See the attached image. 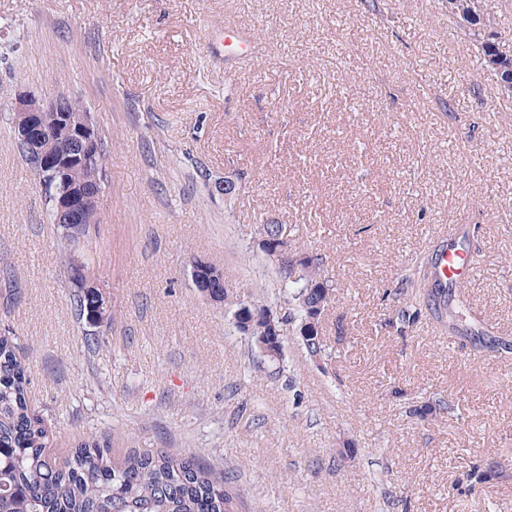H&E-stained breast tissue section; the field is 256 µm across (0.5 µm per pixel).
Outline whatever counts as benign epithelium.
<instances>
[{"instance_id": "7a95c632", "label": "benign epithelium", "mask_w": 512, "mask_h": 512, "mask_svg": "<svg viewBox=\"0 0 512 512\" xmlns=\"http://www.w3.org/2000/svg\"><path fill=\"white\" fill-rule=\"evenodd\" d=\"M70 98L60 95L46 103L32 94L22 92L15 97L12 105L14 129L17 138L28 150L33 166L42 169L52 163L59 176L63 190L55 197L56 220L71 226L76 234L84 231V225L92 224L99 214L102 187L101 179L93 176L84 182L71 180V167L76 161L88 163L95 147L98 146L100 131L96 123L86 113H73L69 106ZM68 136V148L61 151L56 147L59 129ZM257 248L281 271L291 278L304 275V256L296 254L288 247V233L281 231L276 238L255 239ZM208 262L196 259L191 263V277L200 292L210 297L209 289L218 287L224 281L223 273L213 270L210 278L202 276ZM239 330L253 336L254 323L261 319L274 328L277 337L268 341L267 337H257V346L265 355L275 357L282 353V337L275 329L274 316L267 310L255 312L248 304L239 305L234 312Z\"/></svg>"}]
</instances>
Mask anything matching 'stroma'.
Here are the masks:
<instances>
[{"label": "stroma", "instance_id": "obj_1", "mask_svg": "<svg viewBox=\"0 0 512 512\" xmlns=\"http://www.w3.org/2000/svg\"><path fill=\"white\" fill-rule=\"evenodd\" d=\"M228 23L263 56L209 55ZM22 91L80 100L106 137L87 255L110 323L75 314L9 122ZM261 220L322 254L332 360L288 322ZM452 224L479 266L455 294L468 329L401 326L390 293ZM196 259L281 318V363L198 292ZM1 329L56 454L107 436L189 455L234 473L244 512H512V352L479 336L512 344V97L446 0H0ZM476 465L494 478L472 488Z\"/></svg>", "mask_w": 512, "mask_h": 512}]
</instances>
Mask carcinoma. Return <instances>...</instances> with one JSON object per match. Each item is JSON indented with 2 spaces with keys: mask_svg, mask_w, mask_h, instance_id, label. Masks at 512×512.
I'll use <instances>...</instances> for the list:
<instances>
[{
  "mask_svg": "<svg viewBox=\"0 0 512 512\" xmlns=\"http://www.w3.org/2000/svg\"><path fill=\"white\" fill-rule=\"evenodd\" d=\"M448 16L457 26L467 24L464 36L474 46L480 67L501 55L498 44L485 35L497 26L491 0H450ZM107 143L91 162L74 170L78 181L94 170L106 169ZM277 286L288 304V321L301 326L313 317L315 306L332 301L331 280L323 256L316 253L307 275L292 281L276 271ZM447 284L433 276V288L405 303L398 312L410 326L422 310L437 303L448 306ZM75 311L88 317L97 312L91 288L74 291ZM322 320L301 337L309 357H330L320 337ZM29 381L21 348L9 331L0 332V512H238L241 499L228 484L224 470L191 456L150 448L114 452L111 444L88 439L67 454L51 453L54 435L35 414L28 399Z\"/></svg>",
  "mask_w": 512,
  "mask_h": 512,
  "instance_id": "cac0c4a2",
  "label": "carcinoma"
}]
</instances>
